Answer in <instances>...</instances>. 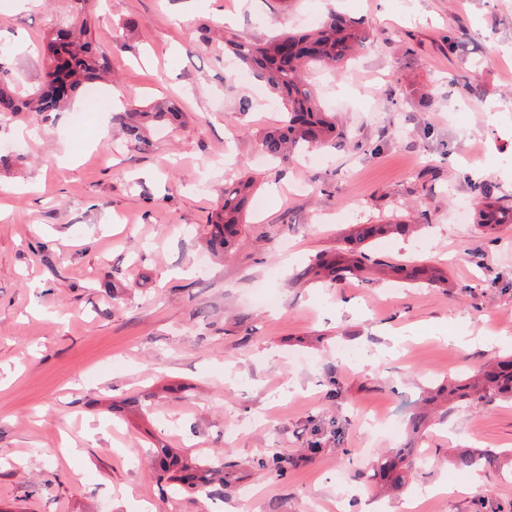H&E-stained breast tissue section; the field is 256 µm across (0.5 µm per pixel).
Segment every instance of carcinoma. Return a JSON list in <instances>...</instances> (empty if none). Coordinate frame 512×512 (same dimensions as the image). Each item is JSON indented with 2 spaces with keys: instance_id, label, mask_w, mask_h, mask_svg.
<instances>
[{
  "instance_id": "cac0c4a2",
  "label": "carcinoma",
  "mask_w": 512,
  "mask_h": 512,
  "mask_svg": "<svg viewBox=\"0 0 512 512\" xmlns=\"http://www.w3.org/2000/svg\"><path fill=\"white\" fill-rule=\"evenodd\" d=\"M67 28L62 42L51 35L48 43L46 65L62 71L68 80L67 91L48 96L38 89L25 96L19 95L6 78L7 71L0 68V123L11 120L21 112H35L49 116L63 111L82 89L95 82L107 72L106 57L97 54L89 41L87 21H63ZM368 37L363 23L357 19L338 16L331 12L324 22L310 30L285 33L266 43L258 44L228 38L224 46L231 48L237 61L247 70L263 79L280 100L284 112L278 127L269 130L262 138L264 153L272 160L286 161L294 154L326 144H334L343 138L336 126V119L322 110L311 86L302 78L301 68L305 63H323L341 74V68ZM178 118L174 107L158 105L152 110L126 114L120 124L127 135L142 144L149 142L142 136V127L148 122L171 121ZM250 183H231L224 187L214 219L211 220L207 245L217 257H224L233 245L242 223L248 199ZM512 223V203L499 200L486 203L479 212V226L491 234L501 224ZM406 224H372L358 231V237L366 241L384 234L403 235ZM383 265V261L371 258L365 251L347 255L340 265L328 262L316 263L299 274L300 278L332 276L341 278L354 275L367 266ZM402 280L415 284H433L444 279L443 272L436 267L412 266L396 270ZM496 399L512 400V357L507 356L482 370L473 380L459 379L448 390V404L466 402L479 407ZM502 454L489 449H464L457 452V466L476 472L490 471L500 466ZM417 457L412 448H393L373 465V479L385 482L393 489L405 484L408 472ZM260 468L274 477L288 473L291 462L278 455L257 461ZM159 481L169 490L187 486L201 492L212 493L214 476L224 472V463L194 469L167 448L160 449L155 458Z\"/></svg>"
}]
</instances>
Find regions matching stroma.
Here are the masks:
<instances>
[{
	"label": "stroma",
	"mask_w": 512,
	"mask_h": 512,
	"mask_svg": "<svg viewBox=\"0 0 512 512\" xmlns=\"http://www.w3.org/2000/svg\"><path fill=\"white\" fill-rule=\"evenodd\" d=\"M332 10L369 29L342 77L306 73L346 137L269 162L282 106L224 38L262 43ZM78 13L109 62L105 109L82 91L48 122L0 125V512H357L365 496L374 512H512V475L450 458L512 449V401L440 402L414 436L406 423L512 352V224H459L476 200L455 169L478 163L512 200V0H0L18 92L42 84L44 37ZM162 101L178 121L147 126L149 148L127 139L117 107ZM245 179L246 221L214 257L210 213ZM420 210L417 231L368 246L384 272L300 278L360 225ZM401 264L448 281L407 284ZM163 446L233 462L220 495L162 490ZM402 447L430 464L378 493L373 462ZM273 454L293 462L284 478L256 465Z\"/></svg>",
	"instance_id": "1"
}]
</instances>
